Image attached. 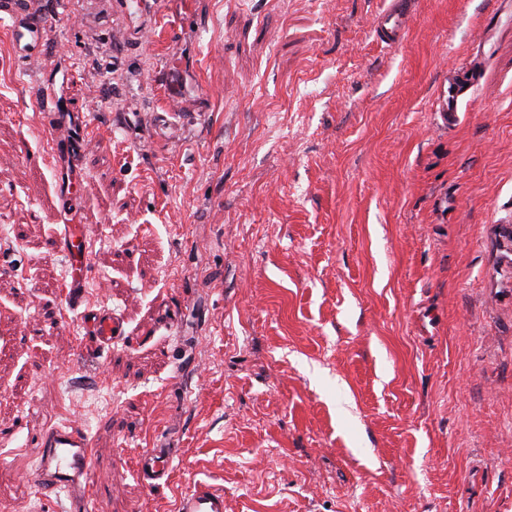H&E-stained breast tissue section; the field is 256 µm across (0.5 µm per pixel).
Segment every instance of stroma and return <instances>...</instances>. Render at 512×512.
Here are the masks:
<instances>
[{"label":"stroma","mask_w":512,"mask_h":512,"mask_svg":"<svg viewBox=\"0 0 512 512\" xmlns=\"http://www.w3.org/2000/svg\"><path fill=\"white\" fill-rule=\"evenodd\" d=\"M30 5L60 20L24 67L0 22V506L58 512L25 474L76 417L95 512L199 482L224 512H512V0H416L393 47L389 0ZM77 105L86 308L122 323L94 352L53 235ZM390 1L389 9L374 24L377 40L387 46L403 41L409 28L412 6L411 0ZM461 84H450L448 86V98L443 96L439 98L436 104L438 112H443V116L448 118V124L453 125L457 119L458 98L464 91ZM171 448H147L138 461V475L150 490L165 485L169 480Z\"/></svg>","instance_id":"1"}]
</instances>
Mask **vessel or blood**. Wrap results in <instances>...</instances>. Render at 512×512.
I'll return each mask as SVG.
<instances>
[{"label":"vessel or blood","instance_id":"obj_1","mask_svg":"<svg viewBox=\"0 0 512 512\" xmlns=\"http://www.w3.org/2000/svg\"><path fill=\"white\" fill-rule=\"evenodd\" d=\"M412 0H391L389 9L380 15L374 32L377 40L391 46L403 41L410 23ZM12 21L11 37L18 55L38 56L48 42L52 17L35 15L29 0H0V16ZM78 201L65 195L61 213L57 219L56 242L60 253L68 261V277L65 295L69 305L80 306L86 296L90 279L88 265L89 236L83 225L73 221ZM84 326L91 347L106 346L121 332L111 310L102 309L86 313ZM44 453L39 466L30 473V479L44 498L66 497L88 507L90 488H78L79 477L90 476L93 471V454L88 435L77 426L67 424L45 431L42 438ZM168 448L145 449L138 461V475L142 484L150 489L159 488L169 480ZM178 512H224V493L207 484H197L180 498Z\"/></svg>","mask_w":512,"mask_h":512}]
</instances>
